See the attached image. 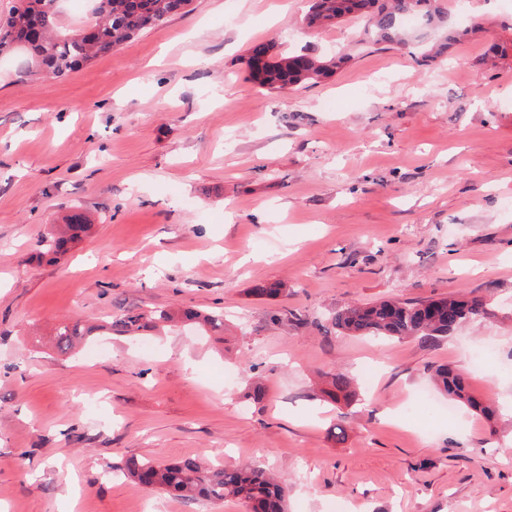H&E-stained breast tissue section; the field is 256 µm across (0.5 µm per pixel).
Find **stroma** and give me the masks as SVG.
<instances>
[{
	"label": "stroma",
	"instance_id": "35a3bbf8",
	"mask_svg": "<svg viewBox=\"0 0 512 512\" xmlns=\"http://www.w3.org/2000/svg\"><path fill=\"white\" fill-rule=\"evenodd\" d=\"M444 5L470 33L430 63L444 28L361 43L357 18L307 28L308 0H192L63 79L0 56V512H244L138 486L131 457L262 466L288 512H512V0ZM267 41L347 62L270 92L246 65ZM74 212L90 231L41 256ZM449 295L487 313L433 346L329 327ZM130 307L220 311L224 333L56 349ZM441 365L498 416H412Z\"/></svg>",
	"mask_w": 512,
	"mask_h": 512
}]
</instances>
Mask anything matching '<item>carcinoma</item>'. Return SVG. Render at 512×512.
I'll list each match as a JSON object with an SVG mask.
<instances>
[{"label":"carcinoma","instance_id":"cac0c4a2","mask_svg":"<svg viewBox=\"0 0 512 512\" xmlns=\"http://www.w3.org/2000/svg\"><path fill=\"white\" fill-rule=\"evenodd\" d=\"M56 0H17L9 18L0 23V56L19 48L26 52L28 76L59 78L81 65L112 51L129 39L168 19L186 12L191 0H94L91 17L80 28L61 26ZM307 25L328 26L348 17L366 18L364 36L374 43L400 41L405 19L422 17L426 23L447 28V43L437 50L441 55L467 34L448 23L438 0H310ZM341 60L321 59L306 52L283 54L269 45L263 59L248 56L251 77L266 90L280 91L303 83L317 82L336 72ZM88 228L87 217L73 213L62 225H52L41 240L42 249L53 255L66 252ZM485 313L477 297L430 300H383L364 305L349 304L331 318L332 327L354 336L416 339L437 343L455 330ZM180 321L206 333L224 331V314H202L187 310L176 316L166 309H127L110 321L84 326L64 325L57 334L60 351L96 332L138 338L161 325ZM433 379L452 399L491 418L493 410L482 405L468 390L465 377L443 366ZM327 395L336 400L352 396L351 381L341 372L330 375ZM124 472L139 485L175 495L187 503L199 500L240 499L249 512H286V491L272 475L259 467L227 468L204 465L194 458L168 464L131 458Z\"/></svg>","mask_w":512,"mask_h":512}]
</instances>
